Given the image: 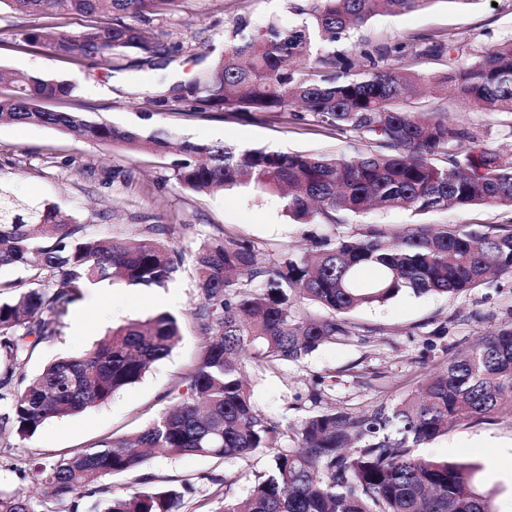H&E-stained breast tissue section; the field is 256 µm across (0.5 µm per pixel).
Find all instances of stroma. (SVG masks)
<instances>
[{
    "instance_id": "stroma-1",
    "label": "stroma",
    "mask_w": 512,
    "mask_h": 512,
    "mask_svg": "<svg viewBox=\"0 0 512 512\" xmlns=\"http://www.w3.org/2000/svg\"><path fill=\"white\" fill-rule=\"evenodd\" d=\"M238 20L255 28L272 21L286 30L299 22L286 0H171L148 26L170 46V53L151 65L143 62L140 51L128 50L107 70L93 61L70 62L45 48L20 50L23 34L39 20L5 10L0 12V67L64 79L75 87L72 97L48 102V109L132 127L146 138L162 131L176 141L286 153L347 148L348 139L308 125L151 103L152 93L204 69L212 51L223 48L225 29ZM361 36L374 45L451 38L475 55L512 38V0H428L405 14L374 17ZM448 118L483 131L485 141L494 146L512 131L502 126L498 115L473 111L457 101L449 104ZM178 158L175 151L162 156L146 147L131 152L119 145L78 140L55 128L0 123V186L72 212L90 236L140 239L148 237L149 225H177L178 233L164 241L185 256L180 271L163 288L135 287L120 280L88 285L61 318L59 334L39 343L15 369L6 389L10 395L23 389L47 362L94 348L113 327L161 312L181 321L183 336L171 354L107 402L75 416L50 419L25 439L11 431L0 436V490L33 496L41 512H97L111 496L169 484L186 487L180 512H208L228 480L235 496H247L260 466L255 458L156 454L140 469L108 478L102 490L76 499L51 495L34 471L35 465L51 463L99 439L137 433L185 394L180 379L202 342L192 317L202 301L193 258L208 242L222 237L248 240L264 259L274 260L301 254L323 235L343 237L377 228L394 236L419 223L481 234L512 222V210L454 207L419 217L389 209L349 215L340 224H297L278 198L249 188L200 195L179 187L172 177ZM349 321L352 336L325 344L299 362L274 370L245 362L252 400L264 417L294 429L325 407L362 413L401 400L455 353L512 323V275L491 276L452 297L403 295L381 306L360 308ZM421 453L476 464L477 492L488 499L493 512H512V413L458 422Z\"/></svg>"
}]
</instances>
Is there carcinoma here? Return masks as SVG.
Here are the masks:
<instances>
[{
  "mask_svg": "<svg viewBox=\"0 0 512 512\" xmlns=\"http://www.w3.org/2000/svg\"><path fill=\"white\" fill-rule=\"evenodd\" d=\"M171 0H0V11L39 16L47 24L25 34L19 49H51L82 62L112 65L128 49L151 57L169 51L138 23ZM428 0H289L302 16L284 31L271 22L250 29L235 22L224 50L195 77L151 98L158 106L195 112L256 113L284 123L321 128L359 142L350 151L272 152L223 143L184 141L173 164L180 187L199 194L237 187L279 197L295 222L338 224L344 215L403 208L424 215L448 207L512 208V143L492 148L480 133L450 123L428 105L425 86L446 100L512 116V39L465 62L453 41H423L413 57L445 59L440 77L412 71L410 48L399 42L360 51L356 62L338 45L381 13L403 14ZM112 13V22L94 18ZM83 21L69 30V21ZM0 122L49 126L78 140L143 144L131 128L93 122L45 103L72 95L62 79L8 73ZM37 259L29 282L8 283L0 301V349L23 363L36 345L56 335L57 318L82 289L114 277L164 287L182 253L150 237H92L78 218L51 202H26L0 187V268ZM203 303L193 312L206 337L182 378L187 397L130 438H104L52 464L38 476L57 495L80 497L103 479L138 469L146 450L165 455L257 457L240 501L224 487L211 512H491L472 484L475 467L424 457L415 449L448 426L503 410L512 397V324L481 338L448 360L419 396L370 412L324 408L306 418L283 445L281 425L262 417L242 378V356L263 368L297 362L320 346L353 334L347 315L402 294H460L488 274L512 273V227L473 233L435 231L427 224L398 236L371 228L348 237L326 236L302 256L268 262L254 244L216 239L194 256ZM307 301L321 310L304 313ZM181 336L168 312L112 330L96 348L58 358L16 395L0 416L33 436L51 418L73 416L108 401L166 358ZM187 485L114 496L102 512H178ZM0 512H38L20 491H0Z\"/></svg>",
  "mask_w": 512,
  "mask_h": 512,
  "instance_id": "1",
  "label": "carcinoma"
}]
</instances>
